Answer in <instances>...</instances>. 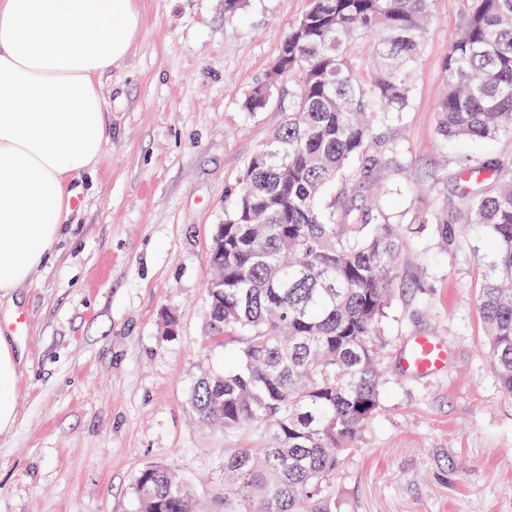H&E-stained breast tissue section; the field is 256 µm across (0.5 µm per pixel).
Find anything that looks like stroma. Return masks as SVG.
I'll use <instances>...</instances> for the list:
<instances>
[{
  "label": "stroma",
  "mask_w": 512,
  "mask_h": 512,
  "mask_svg": "<svg viewBox=\"0 0 512 512\" xmlns=\"http://www.w3.org/2000/svg\"><path fill=\"white\" fill-rule=\"evenodd\" d=\"M310 2L136 0L140 36L103 78L111 126L100 162L69 236L17 302L25 365L16 424L0 434V512H134L133 481L155 463L221 512L224 451L244 439L198 423L189 388L233 365L239 344L207 330V256L225 192L279 125L288 84L261 110L242 104ZM466 9L433 0L409 106L381 131L405 170L330 196L340 210L378 198L411 229L381 409L336 471L332 512H512V399L490 369L481 269L469 248H445L436 225L417 221L451 202L452 187L431 185L466 157L437 131L443 60ZM415 336L447 342L446 372L405 373Z\"/></svg>",
  "instance_id": "1"
}]
</instances>
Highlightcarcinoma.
I'll return each instance as SVG.
<instances>
[{
	"label": "carcinoma",
	"mask_w": 512,
	"mask_h": 512,
	"mask_svg": "<svg viewBox=\"0 0 512 512\" xmlns=\"http://www.w3.org/2000/svg\"><path fill=\"white\" fill-rule=\"evenodd\" d=\"M433 0H312L282 39L267 82L245 108L295 88L249 158L224 210V294L209 298L211 335L241 342L238 364L198 378L199 421L261 445L224 451V512H330L342 453L381 408L384 320L403 284L406 230L324 198L366 187L402 149L379 129L406 111ZM443 62L445 141L493 148L512 138V0H468ZM451 209L419 216L448 247L464 242L483 271L477 308L498 384L512 398V156L465 164ZM136 512H198L193 487L163 465L134 480Z\"/></svg>",
	"instance_id": "carcinoma-1"
}]
</instances>
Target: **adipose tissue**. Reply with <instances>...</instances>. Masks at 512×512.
<instances>
[{
    "label": "adipose tissue",
    "mask_w": 512,
    "mask_h": 512,
    "mask_svg": "<svg viewBox=\"0 0 512 512\" xmlns=\"http://www.w3.org/2000/svg\"><path fill=\"white\" fill-rule=\"evenodd\" d=\"M140 30L135 0H0V299L51 262L110 130L103 76ZM22 350L0 334V433Z\"/></svg>",
    "instance_id": "ef3b65f1"
}]
</instances>
